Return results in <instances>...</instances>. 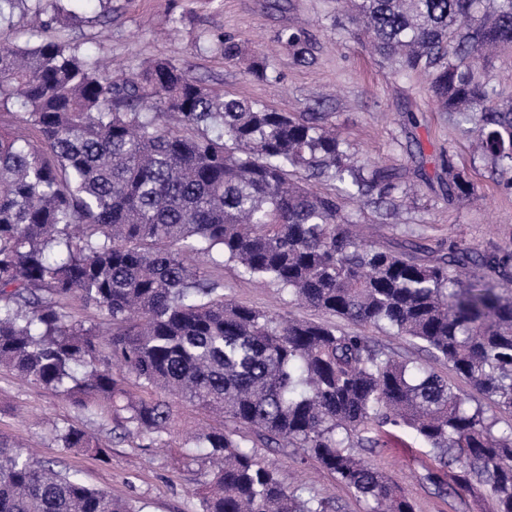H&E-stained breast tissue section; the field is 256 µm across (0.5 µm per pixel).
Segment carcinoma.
Returning <instances> with one entry per match:
<instances>
[{
  "label": "carcinoma",
  "mask_w": 512,
  "mask_h": 512,
  "mask_svg": "<svg viewBox=\"0 0 512 512\" xmlns=\"http://www.w3.org/2000/svg\"><path fill=\"white\" fill-rule=\"evenodd\" d=\"M336 26L398 74L424 73L441 110L474 125L479 158L512 190V94L480 70L512 49V0H336ZM280 42L306 61L307 32ZM0 369L112 411L152 447L179 411L212 418L183 440L205 449L201 512H329L283 485L255 438L301 448L368 506L415 512L408 493L363 459L384 426L413 432L450 481L512 512V426L448 378L369 337L276 318L224 297L191 262L233 263L324 314L421 344L512 414V248L462 242L431 260L360 239L343 197L396 206L402 175L354 164L329 113L300 116L201 85L170 61L115 80L62 42H0ZM33 128L39 141L25 130ZM303 169L309 180L292 181ZM332 186L321 191L317 184ZM475 184L448 162V202ZM72 299L106 331L71 320ZM59 440L101 458L108 445L70 425ZM0 512H136L0 439Z\"/></svg>",
  "instance_id": "carcinoma-1"
}]
</instances>
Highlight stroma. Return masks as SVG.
Returning a JSON list of instances; mask_svg holds the SVG:
<instances>
[{"instance_id": "obj_1", "label": "stroma", "mask_w": 512, "mask_h": 512, "mask_svg": "<svg viewBox=\"0 0 512 512\" xmlns=\"http://www.w3.org/2000/svg\"><path fill=\"white\" fill-rule=\"evenodd\" d=\"M48 25L33 32L26 19L0 28V40L34 44L56 40L77 46L112 73L138 72L156 59L181 64L195 80L226 94L256 101L279 112H326L358 162L405 172L413 199L392 211L369 199L343 200L346 212L365 225L370 241L385 247L416 243L437 250L463 242L478 251L512 243V190L496 185L489 167L473 161L469 138L439 111L422 75H395L348 35L337 33L330 0H40ZM308 32L312 63H298L279 40L288 27ZM243 49L225 59L219 37ZM267 58V78L248 70ZM415 112L419 127L407 125ZM453 157L475 184L468 199L449 202L443 187L445 157ZM223 281L224 295L239 304L279 315L323 320V313L290 302L271 283L242 277L230 264L209 270ZM79 425L110 444L108 458L55 441L54 428ZM0 435L33 449L55 469L79 471L84 482L127 500L141 512H200L198 490L204 458L184 463L175 439L150 448L133 435H121L111 417L80 412L65 397L0 370ZM375 447L362 456L398 481L416 512H486L482 491L464 497L439 496L425 476L436 461L409 432L386 426ZM257 454L275 468L282 483L302 485L329 499L333 512H366L364 501L340 487L335 478L298 448L258 445Z\"/></svg>"}]
</instances>
